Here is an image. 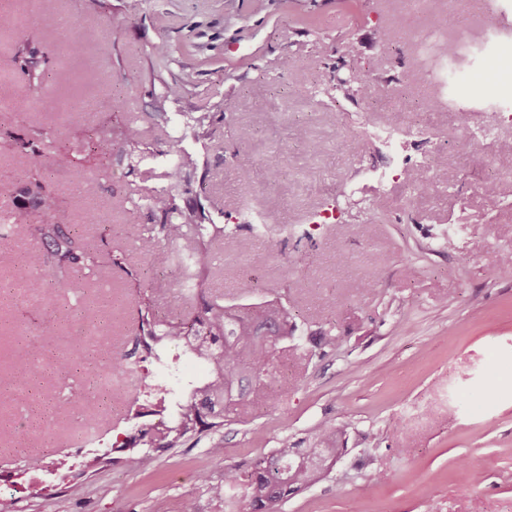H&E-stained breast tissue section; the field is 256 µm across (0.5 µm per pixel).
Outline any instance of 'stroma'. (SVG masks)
I'll return each mask as SVG.
<instances>
[{
	"label": "stroma",
	"mask_w": 512,
	"mask_h": 512,
	"mask_svg": "<svg viewBox=\"0 0 512 512\" xmlns=\"http://www.w3.org/2000/svg\"><path fill=\"white\" fill-rule=\"evenodd\" d=\"M1 12L11 24L0 28V216L11 245L0 249V462L23 446L80 464L133 433L132 395L172 410L206 373L171 344L114 380L111 408L76 378L55 397L53 365L72 357L71 336L108 355L133 348L139 298L106 266L78 294L31 301L12 270L45 254L35 225H79L95 211L109 230L92 245L125 252L157 308L177 311L180 268H154L137 238L162 220L150 196L201 204L244 242L216 255L209 293L292 301L304 345L280 343L289 391L260 387L225 422L220 449L205 437L147 467L117 453L88 477L48 467L0 481L1 498L21 512H251L240 494L224 508L201 474L249 470L282 439L307 448L336 426L345 455L280 512H512V265L490 261L512 252V117L500 110L512 99V56L486 52L512 40V0H426L418 13L409 0H0ZM387 26L398 35L385 43ZM84 27L98 41L76 57L69 38ZM437 28L453 57L429 50ZM164 41L171 56L155 51ZM183 44L190 52L178 53ZM22 47L37 54L40 88L14 62ZM354 72L370 96L337 94V79ZM173 83L179 93L167 94ZM34 117L63 148L107 137L105 166L88 158L60 170L51 156L15 153L10 133ZM130 123L145 143L135 157L122 136ZM382 123L396 130L397 151L376 138ZM183 153L195 165L178 185L159 179ZM275 156L282 177L272 185ZM489 160L510 175L492 194L481 189ZM423 161L433 168L425 188L412 181ZM33 169L54 188V211L40 207ZM371 170L389 172L394 190L372 187ZM450 227L452 244L441 246ZM63 307L77 322L54 317ZM322 332L335 344L320 345ZM27 358L42 373L14 384ZM475 391L488 400L461 405Z\"/></svg>",
	"instance_id": "1"
}]
</instances>
